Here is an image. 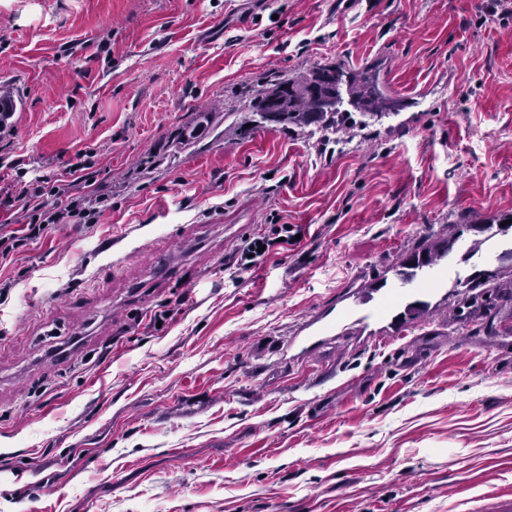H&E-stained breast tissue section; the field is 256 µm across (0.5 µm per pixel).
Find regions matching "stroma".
<instances>
[{"instance_id": "35a3bbf8", "label": "stroma", "mask_w": 512, "mask_h": 512, "mask_svg": "<svg viewBox=\"0 0 512 512\" xmlns=\"http://www.w3.org/2000/svg\"><path fill=\"white\" fill-rule=\"evenodd\" d=\"M489 2L0 0V177L66 181L89 151L110 196L0 267V512H496L512 301L459 286L512 214V16ZM335 64L406 108L336 133L248 111ZM277 215L292 239L226 270ZM446 232L405 336L404 302L357 309ZM459 234L445 237L426 235L416 240L405 251L395 275L403 284L411 283L426 267L435 265L439 260L448 256L454 249ZM261 241V246H265V250L261 251V246L257 242ZM273 246L272 240L261 238H248L243 242V245L237 247L226 259L224 265L226 268L234 267L236 272L250 270L260 260L264 259L266 253ZM253 254V257L248 258V255Z\"/></svg>"}]
</instances>
